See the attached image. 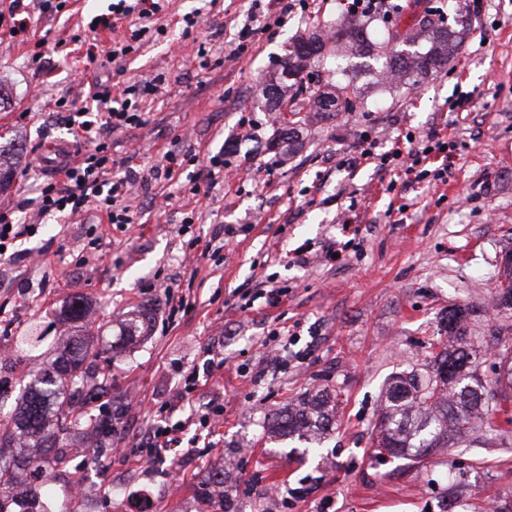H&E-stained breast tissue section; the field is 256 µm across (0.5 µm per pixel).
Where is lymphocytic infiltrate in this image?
<instances>
[{
  "label": "lymphocytic infiltrate",
  "instance_id": "f902f5d3",
  "mask_svg": "<svg viewBox=\"0 0 512 512\" xmlns=\"http://www.w3.org/2000/svg\"><path fill=\"white\" fill-rule=\"evenodd\" d=\"M308 11L309 0H251L247 20L239 29L238 42L232 51L240 57L248 50L257 33L273 31L285 26L294 9ZM165 0H114L110 13L98 15L90 23L91 31L115 30L120 19L137 15L140 23L131 28L129 35L112 43L107 56L112 62L124 60L139 49L148 33L164 35V26H149L148 21L165 11ZM164 75L137 81L110 89L102 85L90 88L82 101L57 100L56 105L66 111L68 131L79 146L73 163L58 167L54 177L48 178L37 188L38 211L43 215L69 218L77 215L87 203H95L105 215L108 224L133 223L129 205L137 184L135 174L113 176L115 162L108 136L111 132L142 125L145 114L140 107L142 97L164 82ZM455 147L444 130L433 129L423 135L403 139L401 145L384 153H377V139L369 131L360 132L353 157L348 166L354 167L372 158H379L382 170L401 171L426 179V165L431 158L448 160Z\"/></svg>",
  "mask_w": 512,
  "mask_h": 512
}]
</instances>
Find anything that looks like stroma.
Returning <instances> with one entry per match:
<instances>
[{"label":"stroma","instance_id":"1","mask_svg":"<svg viewBox=\"0 0 512 512\" xmlns=\"http://www.w3.org/2000/svg\"><path fill=\"white\" fill-rule=\"evenodd\" d=\"M111 0H64L59 10L28 7L25 36L0 29V158L9 174L0 207L22 224H39L19 253L0 259V405L15 406L24 376L44 367L71 334L60 315L82 295L104 317L102 335L132 312L151 314L147 335L115 352L112 384L87 406L88 418L66 439L95 452L70 461L42 488L56 512H212L200 489L214 487L234 512H441L456 492L461 512H494L512 492V424L488 427L487 443L451 448L430 466L380 453L379 407L389 377L422 364L446 335L449 306L472 304V335L485 337L480 372L494 379L498 351L512 348V308L495 305L502 259L512 250V0H409L405 17L428 6L446 17L465 8L469 30L460 53L415 88L376 87L359 56L339 58L365 98L362 112L299 126L296 146L280 136L286 115L259 99L277 76L288 39L335 24L336 0H316L276 34L260 35L241 58L230 55L249 0H171L167 32L122 66L107 63L112 32L100 33L94 57L85 39L92 17ZM201 19L193 36L177 20ZM490 31L481 42V31ZM204 42L207 67L190 54ZM161 73L144 96V125L112 135V157L141 177L131 202L133 224L106 225L94 205L74 218H38L27 201L43 170L36 150L68 140L55 102L79 98L82 83L134 82ZM472 98L466 111L446 101ZM447 128L457 148L447 183H408L363 163L349 168L356 137L368 130L380 150L399 133ZM199 152L174 179L151 176L167 150ZM238 170L210 183L216 153ZM272 163L271 174L251 168ZM199 187L190 235L178 229L191 187ZM102 233L89 243L86 231ZM228 237L223 255L187 258L190 237ZM308 245L307 263L295 250ZM338 250L337 261L325 258ZM188 303L166 321L162 285ZM285 290L266 305V291ZM246 294L249 307L235 295ZM223 359L224 368L185 401L177 392L189 367ZM319 389L335 395L336 421L321 447L270 438L276 410ZM224 405L215 430L198 420ZM110 411L114 430L98 439L91 417ZM179 424L178 446L150 464L135 455L153 421ZM224 470L213 485L212 473Z\"/></svg>","mask_w":512,"mask_h":512}]
</instances>
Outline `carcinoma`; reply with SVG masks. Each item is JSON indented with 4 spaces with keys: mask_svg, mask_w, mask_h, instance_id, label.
I'll list each match as a JSON object with an SVG mask.
<instances>
[{
    "mask_svg": "<svg viewBox=\"0 0 512 512\" xmlns=\"http://www.w3.org/2000/svg\"><path fill=\"white\" fill-rule=\"evenodd\" d=\"M417 25L426 29L429 46L420 47L416 38L398 32L391 34L384 52L375 57L377 69L388 71L399 79H425L441 71L463 44L466 32L464 18L454 25L427 26L420 19ZM336 48L348 47L359 55H373L364 25L360 22L336 28L331 40L318 33L288 40L282 66L288 67L293 79L272 83L263 90L266 102L286 99L289 90L303 88L308 63L315 58L333 59L337 53H324L328 42ZM368 67V70L375 69ZM362 103L356 98L353 84L329 83L327 90L314 98L313 109L321 114L355 112ZM504 280L496 286L498 301L512 308V253L503 257ZM84 298L72 299L65 318L78 324L51 366L31 374L24 384L19 407L11 412L0 411V512H51L42 500L38 487L23 479L26 473L45 471L49 461L61 469L69 458L59 437L71 431L84 418V408L94 391L110 383L112 376L98 363L101 351H92L93 337L81 325L87 315ZM468 305L448 307L445 329L448 343L430 357L420 370L393 377L387 390L378 422L377 447L391 456L426 464L427 458L439 448L483 441V421L500 413L507 415L505 405L512 399V350L499 353L502 371L493 382L479 373L478 350L469 336ZM151 317L138 312L122 325L119 345L135 343L147 331ZM336 416V398L320 393L298 405H288L272 414L268 429L278 436H298L318 445L324 439Z\"/></svg>",
    "mask_w": 512,
    "mask_h": 512,
    "instance_id": "obj_1",
    "label": "carcinoma"
}]
</instances>
